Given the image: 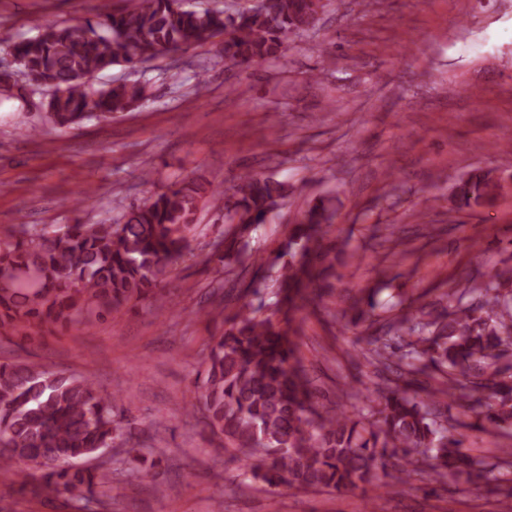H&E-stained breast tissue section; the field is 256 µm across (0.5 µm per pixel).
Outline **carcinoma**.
Segmentation results:
<instances>
[{
	"label": "carcinoma",
	"mask_w": 512,
	"mask_h": 512,
	"mask_svg": "<svg viewBox=\"0 0 512 512\" xmlns=\"http://www.w3.org/2000/svg\"><path fill=\"white\" fill-rule=\"evenodd\" d=\"M263 13L185 6L182 0H139L125 11L109 4L82 26L41 25L36 35L3 47L18 68L50 92L47 122L69 128L93 106L116 116L136 107V80L102 86L88 78L115 65L224 36L222 55L250 66L275 56L290 32L316 20L312 0H265ZM494 170L458 179L460 209L491 204L500 194ZM288 187L250 172L223 191L186 176L149 191L120 222L23 228L0 243V337L33 339L60 327L90 329L105 316L145 301L167 312L162 284L169 269L193 257L194 216L203 201L224 224H260ZM336 208L320 202L291 225L272 259L263 261L276 284L268 305L244 302L225 313L224 294L210 293L221 318L207 346L204 377L183 403L187 416L204 411V430L218 451L242 463L241 485L303 491L382 488L380 473L406 484L411 471L450 485L473 484L497 464L477 462L461 439L448 435L450 408L468 404L481 422L512 429V374L500 362L512 346V267L494 268L434 303L399 304L375 314L370 293L342 309L344 324L366 325L368 348L359 363L378 379L374 393L351 414L320 406L296 359V313L320 297L318 282L336 269L343 248L325 242ZM257 257L242 233L225 236L205 263L216 272L227 259ZM119 398L102 395L88 377L49 370L20 357L0 362V482L23 500L65 496L75 512H108L112 465L136 462V478L162 495L163 473L147 462ZM108 448L114 453L103 458Z\"/></svg>",
	"instance_id": "1"
}]
</instances>
